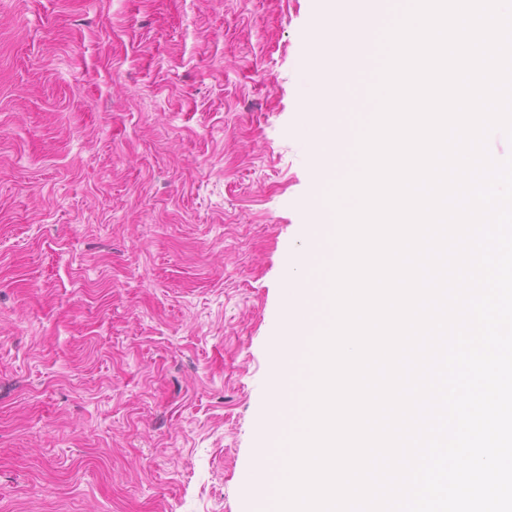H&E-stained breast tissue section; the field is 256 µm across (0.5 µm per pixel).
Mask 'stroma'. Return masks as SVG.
Masks as SVG:
<instances>
[{
	"label": "stroma",
	"mask_w": 512,
	"mask_h": 512,
	"mask_svg": "<svg viewBox=\"0 0 512 512\" xmlns=\"http://www.w3.org/2000/svg\"><path fill=\"white\" fill-rule=\"evenodd\" d=\"M316 0H0V512H249Z\"/></svg>",
	"instance_id": "1"
}]
</instances>
